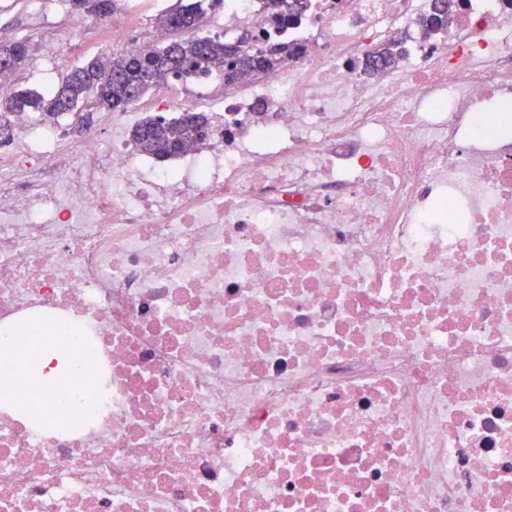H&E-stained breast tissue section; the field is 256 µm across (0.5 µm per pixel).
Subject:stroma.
Here are the masks:
<instances>
[{
	"label": "stroma",
	"mask_w": 512,
	"mask_h": 512,
	"mask_svg": "<svg viewBox=\"0 0 512 512\" xmlns=\"http://www.w3.org/2000/svg\"><path fill=\"white\" fill-rule=\"evenodd\" d=\"M41 9L44 26L29 27L27 17ZM84 12L70 8L67 0H0V43L28 40L29 59L17 75L20 85L43 90L58 84L71 68L104 54L128 51L133 38L128 27L111 29L87 24ZM76 26L80 33L62 53L45 51V41L58 30Z\"/></svg>",
	"instance_id": "35a3bbf8"
}]
</instances>
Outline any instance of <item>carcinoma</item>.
Wrapping results in <instances>:
<instances>
[{
	"instance_id": "carcinoma-1",
	"label": "carcinoma",
	"mask_w": 512,
	"mask_h": 512,
	"mask_svg": "<svg viewBox=\"0 0 512 512\" xmlns=\"http://www.w3.org/2000/svg\"><path fill=\"white\" fill-rule=\"evenodd\" d=\"M71 7L98 19L109 16L114 0H69ZM220 0H177V6L162 12L156 24L169 32H178L174 52L164 45L143 54L134 50L117 57L99 56L72 68L53 90L39 91L19 88L0 97V129L9 128L8 117L21 112H37L55 118L76 109L87 112H126L149 89L170 79L224 75V83L235 84L251 79L259 72L281 67L288 59V47H271L266 51L250 46L253 36L246 33L234 42L220 35H201L199 31L208 12ZM275 20H291L301 14L306 5L301 0H267ZM115 73L112 83L93 90L94 80L104 73ZM209 127L208 118L199 113H182L166 117L149 116L130 134L137 151L158 159H169L198 149L204 144L200 128Z\"/></svg>"
}]
</instances>
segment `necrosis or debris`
Wrapping results in <instances>:
<instances>
[{
    "instance_id": "necrosis-or-debris-1",
    "label": "necrosis or debris",
    "mask_w": 512,
    "mask_h": 512,
    "mask_svg": "<svg viewBox=\"0 0 512 512\" xmlns=\"http://www.w3.org/2000/svg\"><path fill=\"white\" fill-rule=\"evenodd\" d=\"M441 4L309 0L167 164L14 119L0 333L76 329L94 409L0 363V512H512V0Z\"/></svg>"
}]
</instances>
